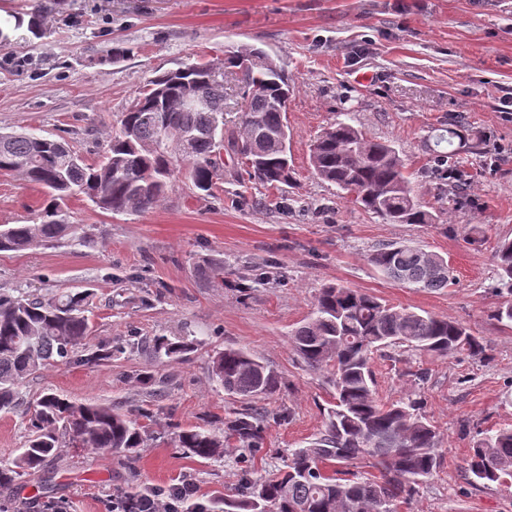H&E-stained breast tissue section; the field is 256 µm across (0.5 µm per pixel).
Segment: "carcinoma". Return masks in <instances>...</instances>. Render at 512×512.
I'll return each mask as SVG.
<instances>
[{
	"mask_svg": "<svg viewBox=\"0 0 512 512\" xmlns=\"http://www.w3.org/2000/svg\"><path fill=\"white\" fill-rule=\"evenodd\" d=\"M237 76L245 101L238 122L224 124V69ZM293 86L285 71L263 51L243 46L218 63H184L154 78L122 113L108 149L88 163L69 145L27 132H0V172L17 173L44 189L33 224L0 229V252L48 246L66 235L67 204L79 195L114 214L145 212L164 199L178 178L211 194L223 176L221 151L237 157L238 181L256 180L271 189L294 183L285 159L286 118ZM436 164L456 170L448 186L460 195L466 174L458 150L438 151ZM317 178L336 185L361 209L390 224H433L437 216L415 196L405 164L388 142L367 139L338 120L309 146ZM494 259L501 285L512 292V240L497 245ZM370 263L395 282L417 288H446L453 281L448 262L421 248L382 244ZM91 293L67 291L50 298L0 293V413L21 399L18 383L26 376L69 363L93 332ZM298 357L323 373L333 389L325 429L310 445L291 450L284 467L264 480L243 478L237 495L195 499L190 485L176 488L131 484L106 505L107 512H142L167 497L187 512H399L421 483L441 466V436L414 400L391 405L375 396L374 355L406 345L434 356L466 351L480 356L486 341L462 322L408 308L330 284L315 298L312 315L292 334ZM194 340L153 339L159 360L175 361L193 349ZM211 374L224 392L244 399H265L279 390L277 374L243 348L227 347L211 360ZM26 448L0 461V487L18 484L39 472L67 442L116 456L133 453L149 437L148 426L103 403H76L45 394L29 408ZM267 411L247 408L224 419L216 434L200 427L174 432L183 453L211 460L235 441L256 457L264 447ZM369 459L379 475L360 478L347 469ZM467 470L475 482L501 483L512 474V427L477 438Z\"/></svg>",
	"mask_w": 512,
	"mask_h": 512,
	"instance_id": "1",
	"label": "carcinoma"
}]
</instances>
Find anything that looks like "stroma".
<instances>
[{
    "label": "stroma",
    "mask_w": 512,
    "mask_h": 512,
    "mask_svg": "<svg viewBox=\"0 0 512 512\" xmlns=\"http://www.w3.org/2000/svg\"><path fill=\"white\" fill-rule=\"evenodd\" d=\"M39 3L44 34L20 27L0 49V130L66 139L89 163L145 85L183 61L252 46L297 86L287 112L294 185L239 183L227 155L211 195L179 181L160 206L114 215L76 197L68 221L84 245L0 252L1 293H92L87 345L70 363L22 379L25 401L55 393L134 417L159 409L156 438L133 458L58 449L46 472L66 512H105L136 480L168 488L188 479L210 498L283 467L289 449L323 429L332 399L291 343L328 284L457 319L486 340L479 358L388 348L374 362L376 397L420 400L442 438L439 470L401 512H512V486H475L466 472L476 437L512 425V328L495 318L508 294L494 260L498 242L512 240V115L500 110L512 98V0H0V19L26 17ZM119 45L127 55H114ZM456 115L477 145L465 154L460 204L428 174L433 137ZM339 119L393 144L437 223H385L313 175L310 141ZM42 200L39 186L0 173V225L30 223ZM391 242L444 257L453 284L427 290L386 278L368 257ZM214 262L224 265L223 283L201 273ZM157 336L196 346L162 362L152 353ZM227 346L250 350L279 377L262 402L274 415L264 449L251 461L235 445L220 458L187 457L168 429L219 432L225 416L249 406L211 378V358Z\"/></svg>",
    "instance_id": "obj_1"
}]
</instances>
